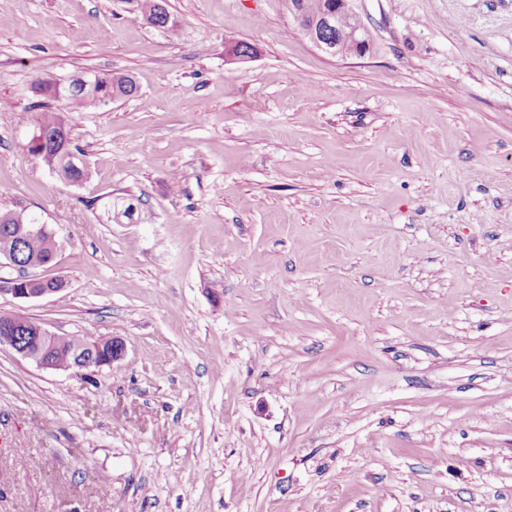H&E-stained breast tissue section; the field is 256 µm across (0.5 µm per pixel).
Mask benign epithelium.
Masks as SVG:
<instances>
[{"instance_id":"1","label":"benign epithelium","mask_w":512,"mask_h":512,"mask_svg":"<svg viewBox=\"0 0 512 512\" xmlns=\"http://www.w3.org/2000/svg\"><path fill=\"white\" fill-rule=\"evenodd\" d=\"M353 0H328L323 13L316 16L305 14L299 4L290 0L288 11L293 20L309 37L314 46L324 54L333 58L364 57L371 50L368 32L359 16L351 7ZM336 28V40H328L322 36L325 29ZM19 243L7 238L0 241V267L8 265L16 275L0 279V293L7 292L20 300H33L56 293L54 288H38L36 284L43 282V277L33 273V270L43 267V263L30 259L20 261L18 257ZM30 342L42 346L50 352L64 345H71L74 351V361L67 370L78 375H91L103 367H109L122 359L125 343L117 337L100 338L91 352H85V347L72 342L68 336L51 332L43 325L35 322L32 327Z\"/></svg>"}]
</instances>
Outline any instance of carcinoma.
Returning <instances> with one entry per match:
<instances>
[{
    "label": "carcinoma",
    "instance_id": "obj_1",
    "mask_svg": "<svg viewBox=\"0 0 512 512\" xmlns=\"http://www.w3.org/2000/svg\"><path fill=\"white\" fill-rule=\"evenodd\" d=\"M132 4L131 13L134 18L145 23L155 17L161 29L175 35L180 28L178 18L168 10L161 9L158 4L163 0H128ZM138 87L134 79L124 74L100 73L92 76L81 75L65 85L51 79H44L36 84L35 93L40 100L32 103L31 108L37 112L34 118V131L28 143V151L41 158L63 180L76 184L86 180L90 171L82 163H73L72 158L81 154L70 136V129L61 113L53 110L43 100H63L68 108L76 111L91 104H107L115 99L129 98L137 94ZM114 218L128 221L134 219L137 207L134 203L122 198L110 204ZM41 220L16 206L0 208V240L18 233L23 224H39ZM54 230L27 235L20 238L21 258L32 257L46 261L50 258L49 239ZM32 324L16 313L0 311V343L8 342L17 336L29 334Z\"/></svg>",
    "mask_w": 512,
    "mask_h": 512
}]
</instances>
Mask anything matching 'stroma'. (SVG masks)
<instances>
[{
	"label": "stroma",
	"instance_id": "35a3bbf8",
	"mask_svg": "<svg viewBox=\"0 0 512 512\" xmlns=\"http://www.w3.org/2000/svg\"><path fill=\"white\" fill-rule=\"evenodd\" d=\"M168 5L0 0V204L66 282L0 311L126 344L88 378L0 345V512H512V0H354L347 59L284 0ZM82 72L139 91L54 102L73 186L23 116ZM164 0H128L129 4H132L130 13L134 15V18L141 20L148 24L152 17H156L163 31L170 33L171 35H177L180 22L178 18L169 11L168 4L167 10L160 9L157 3H162ZM22 224H29L27 232L36 233L43 230L44 222L19 206L14 208H0V240L18 233Z\"/></svg>",
	"mask_w": 512,
	"mask_h": 512
}]
</instances>
